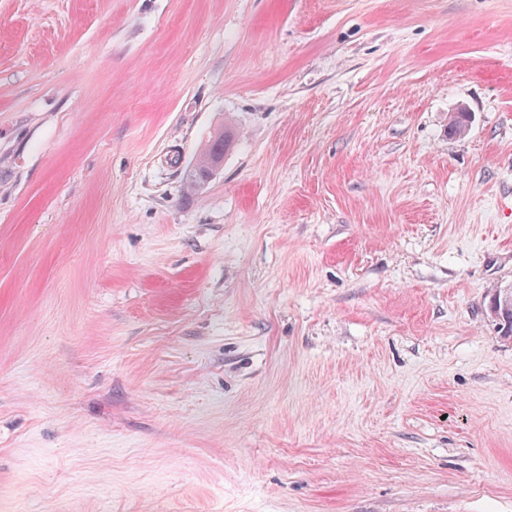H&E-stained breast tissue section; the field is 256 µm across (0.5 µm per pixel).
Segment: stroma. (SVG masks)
I'll use <instances>...</instances> for the list:
<instances>
[{"instance_id": "1", "label": "stroma", "mask_w": 512, "mask_h": 512, "mask_svg": "<svg viewBox=\"0 0 512 512\" xmlns=\"http://www.w3.org/2000/svg\"><path fill=\"white\" fill-rule=\"evenodd\" d=\"M508 284L512 0H0V512H512ZM226 141L227 136L224 129H219L211 137L207 146L201 150L199 158L186 174L187 184L192 190L198 191L206 185L213 173L214 165L216 170L219 168V164L216 162L221 163L224 159Z\"/></svg>"}]
</instances>
